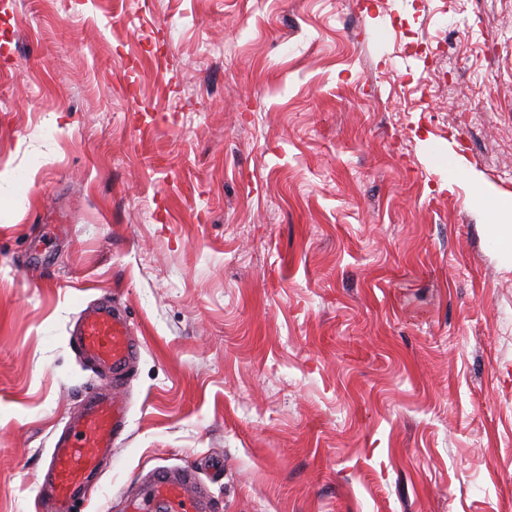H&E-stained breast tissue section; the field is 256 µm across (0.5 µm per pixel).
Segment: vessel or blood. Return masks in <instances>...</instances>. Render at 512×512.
<instances>
[{"label": "vessel or blood", "instance_id": "b4317fda", "mask_svg": "<svg viewBox=\"0 0 512 512\" xmlns=\"http://www.w3.org/2000/svg\"><path fill=\"white\" fill-rule=\"evenodd\" d=\"M75 344L83 359L96 366L99 389L86 396L81 421L59 437L43 462L40 495L53 512H74L76 500L102 472L126 429L128 411L113 395L112 382L129 373L138 354L127 316L103 304L82 311ZM157 501L167 503L171 512H201L204 492L193 471L159 467L147 476L145 492L128 509L150 512Z\"/></svg>", "mask_w": 512, "mask_h": 512}]
</instances>
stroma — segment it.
<instances>
[{"label": "stroma", "mask_w": 512, "mask_h": 512, "mask_svg": "<svg viewBox=\"0 0 512 512\" xmlns=\"http://www.w3.org/2000/svg\"><path fill=\"white\" fill-rule=\"evenodd\" d=\"M512 0H0V512L98 384L81 512H512ZM478 202L498 215L500 224H495V243L512 257V202L483 194H478ZM75 344L83 359L97 367L104 392L86 396L81 421L59 437L43 462L40 495L53 512H74L75 501L103 471L114 442L126 429L128 411L112 395V380L127 375L138 354L127 316L103 304L82 311ZM143 495L130 501V512L150 511L154 502L167 503L170 512H202L204 492L192 470L158 467L146 477Z\"/></svg>", "instance_id": "stroma-1"}]
</instances>
